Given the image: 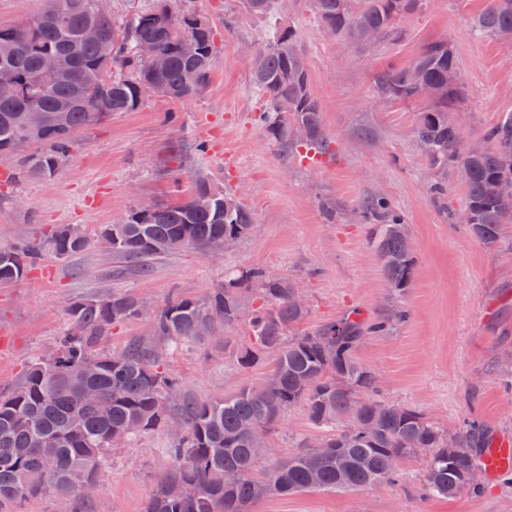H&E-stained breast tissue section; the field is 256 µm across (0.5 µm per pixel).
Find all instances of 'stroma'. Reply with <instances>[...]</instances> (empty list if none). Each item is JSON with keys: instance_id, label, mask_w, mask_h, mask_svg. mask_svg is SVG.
<instances>
[{"instance_id": "stroma-1", "label": "stroma", "mask_w": 512, "mask_h": 512, "mask_svg": "<svg viewBox=\"0 0 512 512\" xmlns=\"http://www.w3.org/2000/svg\"><path fill=\"white\" fill-rule=\"evenodd\" d=\"M280 2L321 108L322 146L282 150L256 120L265 100L249 71L270 19L249 14L241 0H173L214 30L215 63L199 97L174 104L151 94L138 111L84 131L61 178L18 180L15 158L0 156V246L43 239L60 224L95 236L135 207L184 199L199 175L234 193L254 216L222 259L179 250L153 261L145 277L94 245L66 258L44 251L24 277L0 284V389L18 383L26 365L70 331L71 302L119 291L156 310L176 294L209 295L223 286L225 272L261 268L303 288V330L341 317L387 320L386 330L366 336L358 349L383 399L420 409L448 433L476 419L512 436V245L494 249L470 234L458 170L433 166L416 141L423 103L381 99L373 84L376 71L408 65L423 45L450 38L465 83L458 121L468 142L512 113V45L473 34L486 0H427L396 38L367 44L324 30L309 0ZM168 112L174 121H165ZM438 184L440 196L433 193ZM379 199L403 218L416 259L401 296L388 286L371 239L368 208ZM400 307L408 311L401 321L394 317ZM251 344L242 323L219 339L179 348L166 364L188 395L218 399L272 369L269 357L248 368L237 364ZM320 436L294 409L276 432L277 457L293 452L299 438ZM178 440L177 429H161L109 448L91 499L45 494L16 504L15 512H145L166 467L164 451ZM404 468L398 485L274 495L253 512H512L510 477H500L494 493L444 499L422 495L423 459Z\"/></svg>"}]
</instances>
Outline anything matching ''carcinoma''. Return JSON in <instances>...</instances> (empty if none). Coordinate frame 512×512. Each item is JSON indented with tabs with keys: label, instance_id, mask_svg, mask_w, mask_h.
Wrapping results in <instances>:
<instances>
[{
	"label": "carcinoma",
	"instance_id": "carcinoma-1",
	"mask_svg": "<svg viewBox=\"0 0 512 512\" xmlns=\"http://www.w3.org/2000/svg\"><path fill=\"white\" fill-rule=\"evenodd\" d=\"M312 11L325 28L359 42L398 35L402 15H412L425 0H314ZM247 11L278 14V0H244ZM475 28L494 38L512 29V0H488L474 19ZM88 27L111 42L104 55L83 38ZM143 42L154 44L156 57L144 59ZM56 55L68 76L54 77L42 68L43 58ZM215 58L214 32L204 17L152 0L133 21L101 13L95 0H47L33 20L0 23V69L15 73L18 94L0 101V156L20 155L19 174L27 179L53 176L69 157L78 137L119 112H135L147 91L173 102L200 96L206 89ZM421 72L433 91L421 114L416 138L433 165L453 164L466 187L464 221L471 233L489 247L505 240L502 224L512 223V211L502 208L496 189L512 181V113L487 129L484 138L496 150L470 157L462 148L460 130L448 121L458 110L463 86L454 75L457 57L444 41L422 47L403 67H387L374 77L377 94L390 100L420 99L414 81ZM252 87L267 99L258 123L283 149L290 145L320 144L324 133L319 105L313 96L308 67L299 49L295 28L280 20L267 43L253 55ZM41 112L48 120L39 136L23 127L24 114ZM62 112L65 121L50 117ZM303 126L305 141L293 137ZM382 223L374 225L383 274L398 294L411 285L415 260L407 249L405 224L383 201L377 202ZM253 225L249 210L209 177L199 176L191 193L179 203L138 207L120 224L104 231L112 238V256L145 275L151 262L169 253L205 250L216 238L243 237ZM91 240L73 224L60 225L45 242L0 246V283L22 278L46 249L66 258L84 250ZM258 293L259 305L243 311L239 290ZM293 282L257 268L228 274L224 287L203 299L172 296L155 311L153 338L133 341L120 354L97 352L112 334V326L139 318L144 305L130 293L112 292L100 299L79 300L67 306L71 332L56 346L54 363L38 358L29 363L16 386L0 392V512H14L21 500L45 493L85 499L86 484L99 483L104 451L123 441L175 423L179 442L164 455L169 467L160 477L146 512H252L254 504L277 493L347 492L400 482L404 462L421 456L424 486L431 496L453 497L469 471L481 466L483 449L491 447L485 426L464 422L453 434L458 451L448 454V434L419 410L391 404L373 396L376 377L358 359L366 331H384L387 321L369 326L342 318L314 332L292 330L307 316L295 306ZM231 327L246 322L253 347L238 357L243 365L274 354L270 375L276 384L255 383L222 399L199 401L184 391L182 380L158 356L173 347L204 340L198 324ZM87 390L101 395L109 406L102 413L83 397ZM300 406L324 431V454H309L310 440L302 438L297 452L261 475L257 460L276 453L272 435L288 411ZM375 425L372 436L364 424ZM250 424L265 427L267 437L246 435ZM43 448H54L57 467L45 476ZM240 478L224 486V470Z\"/></svg>",
	"mask_w": 512,
	"mask_h": 512
}]
</instances>
